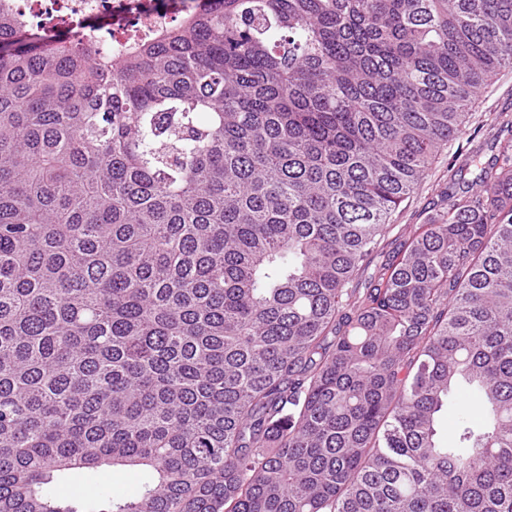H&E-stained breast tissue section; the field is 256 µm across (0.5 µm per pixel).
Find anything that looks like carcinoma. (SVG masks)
I'll return each mask as SVG.
<instances>
[{"instance_id": "carcinoma-1", "label": "carcinoma", "mask_w": 512, "mask_h": 512, "mask_svg": "<svg viewBox=\"0 0 512 512\" xmlns=\"http://www.w3.org/2000/svg\"><path fill=\"white\" fill-rule=\"evenodd\" d=\"M210 2L118 56L0 14V512H512V120L380 250L512 0ZM136 482L135 472L128 470L113 471V473L112 469L100 473L82 472L74 475L68 484L62 487L61 494L71 499H88L96 496L101 485L112 486V484L126 493H133Z\"/></svg>"}]
</instances>
